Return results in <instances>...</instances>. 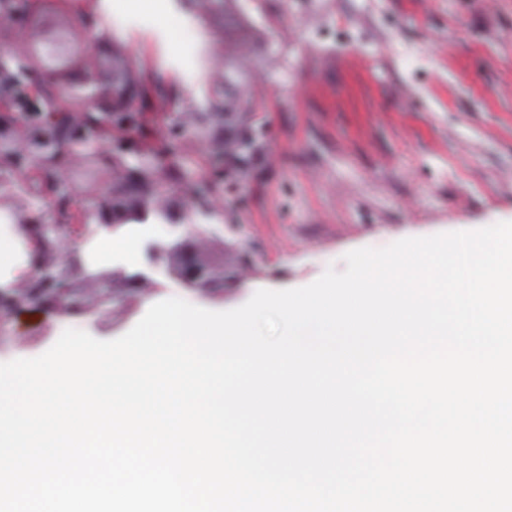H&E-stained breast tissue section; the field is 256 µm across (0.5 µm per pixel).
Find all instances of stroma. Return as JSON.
<instances>
[{"label": "stroma", "instance_id": "35a3bbf8", "mask_svg": "<svg viewBox=\"0 0 512 512\" xmlns=\"http://www.w3.org/2000/svg\"><path fill=\"white\" fill-rule=\"evenodd\" d=\"M206 26V43L181 28L180 49L236 78L194 99L163 77L165 57L145 72L119 39L98 56L150 83L165 134L180 112L211 113L227 133L223 108L252 100L265 148L204 218L224 296L174 284L137 295L97 339L128 332L149 302L230 310L344 270L357 248L512 222V0H224Z\"/></svg>", "mask_w": 512, "mask_h": 512}]
</instances>
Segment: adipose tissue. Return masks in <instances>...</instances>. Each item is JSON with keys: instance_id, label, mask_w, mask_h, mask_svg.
<instances>
[{"instance_id": "1", "label": "adipose tissue", "mask_w": 512, "mask_h": 512, "mask_svg": "<svg viewBox=\"0 0 512 512\" xmlns=\"http://www.w3.org/2000/svg\"><path fill=\"white\" fill-rule=\"evenodd\" d=\"M79 14L89 16L91 27L86 35L96 41L121 37L136 48L139 64L152 69L158 54H165L169 65L165 78L186 98L199 95L204 79L181 58L174 38L175 24L203 26L204 19L191 10L186 0H78ZM126 20L121 30H114L116 15ZM21 234L12 213L0 208V287L17 283L28 271V257L20 251Z\"/></svg>"}]
</instances>
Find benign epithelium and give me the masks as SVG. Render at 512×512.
I'll return each mask as SVG.
<instances>
[{
    "label": "benign epithelium",
    "instance_id": "1",
    "mask_svg": "<svg viewBox=\"0 0 512 512\" xmlns=\"http://www.w3.org/2000/svg\"><path fill=\"white\" fill-rule=\"evenodd\" d=\"M39 0H0V81L26 99L24 112L0 101V207L13 206L18 228L30 245V270L15 285L0 289V314L11 318L39 311L44 318L22 333L15 346L49 336L56 322L81 315L101 330L112 327L117 288L132 293L160 286L163 274L186 288L214 296L224 288V272L205 262L212 237H176L148 246L146 266L92 271L84 248L112 234L136 214H164L178 228L187 212L159 192L170 173L197 191L182 153L166 144L154 154L142 137L155 129L157 113L145 103L138 84L116 75L102 82L95 53L70 23L44 29L24 44L3 41V33L37 14ZM191 148H207L218 161L258 152L264 132L224 140L196 112L183 115ZM98 197L95 211L77 212L82 194Z\"/></svg>",
    "mask_w": 512,
    "mask_h": 512
}]
</instances>
